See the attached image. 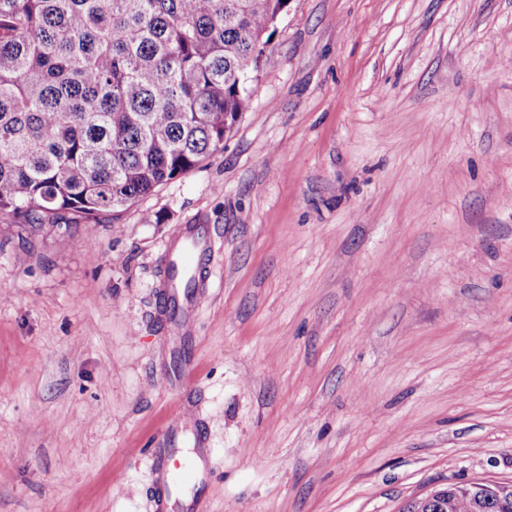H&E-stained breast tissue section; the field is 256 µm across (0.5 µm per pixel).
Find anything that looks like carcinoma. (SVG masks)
<instances>
[{"label":"carcinoma","mask_w":512,"mask_h":512,"mask_svg":"<svg viewBox=\"0 0 512 512\" xmlns=\"http://www.w3.org/2000/svg\"><path fill=\"white\" fill-rule=\"evenodd\" d=\"M288 0H0V215L117 219L224 144Z\"/></svg>","instance_id":"cac0c4a2"}]
</instances>
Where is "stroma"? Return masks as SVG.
<instances>
[{
    "label": "stroma",
    "instance_id": "obj_1",
    "mask_svg": "<svg viewBox=\"0 0 512 512\" xmlns=\"http://www.w3.org/2000/svg\"><path fill=\"white\" fill-rule=\"evenodd\" d=\"M224 144L116 221L0 217V512H401L512 482V0H288ZM215 238L200 310L158 284ZM193 339L196 394L163 372ZM169 253L171 254L168 273L171 269H175L176 282L180 273L186 269L187 258L196 259L190 269L191 286L189 288H198L201 281L208 280V272L204 267H200V257L204 255L212 256V241L207 235L200 233L198 230H192L187 227L185 232L170 245ZM195 423L193 410L190 407H184L153 438L151 448H148L157 469V491L154 498L155 512H168L166 510L169 509L172 488L177 479V469L182 466L187 467L194 482L199 477V484L206 482L211 474V462L208 454L203 460L199 455H189L182 464L177 449L171 447L177 441L182 428Z\"/></svg>",
    "mask_w": 512,
    "mask_h": 512
}]
</instances>
